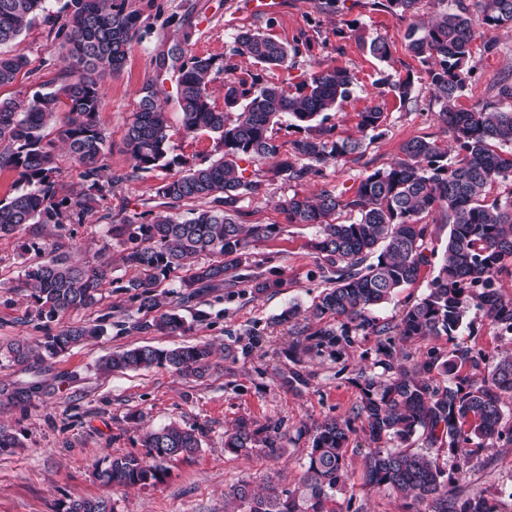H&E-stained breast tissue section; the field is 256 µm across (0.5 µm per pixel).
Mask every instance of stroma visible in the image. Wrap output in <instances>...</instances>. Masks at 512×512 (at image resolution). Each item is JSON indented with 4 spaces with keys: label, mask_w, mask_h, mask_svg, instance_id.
Wrapping results in <instances>:
<instances>
[{
    "label": "stroma",
    "mask_w": 512,
    "mask_h": 512,
    "mask_svg": "<svg viewBox=\"0 0 512 512\" xmlns=\"http://www.w3.org/2000/svg\"><path fill=\"white\" fill-rule=\"evenodd\" d=\"M126 4L140 13L143 38L124 67L101 80L105 102L99 119L112 141L109 172L124 177L102 203L113 223L148 210L156 187L166 177L191 165L211 164L223 155L213 134H188L183 129L176 74L162 63L172 45L185 41L191 54L231 63V71L210 75L208 93L216 107L224 105L225 81L257 76L290 92L320 63L348 70L356 78L353 96L329 114L341 136L358 137L359 114L371 106L383 107V122L356 160L325 165L320 176L300 185L281 179L266 182L259 196L242 199L246 223L278 227L273 237L254 243L251 250L259 259L274 256L275 272L286 282L280 293L254 297L239 288L209 293L181 308V315L192 323L185 332L146 337L111 330L46 364V377L63 379L54 393L36 394L24 408L0 404V425L15 432L21 442L0 454V512H64L72 501L98 497L109 498L114 512H224V489L239 480L257 483L269 477L280 488L294 487L311 445L309 428L326 418L348 415L356 405L360 391L355 373L372 367L379 339L356 336L351 347L338 355L324 348L293 352L292 327L311 330L315 324L302 319L294 325L281 324L277 317L289 304L311 305L325 284L310 248L315 228L288 223L277 202L296 192H318L326 184L352 195L367 171L399 157L404 142L415 137L449 140L424 69L405 47L407 20L377 7L376 0H338L329 10L321 8L319 0H283L281 11L274 14L257 11L255 0H126ZM246 30L263 32L287 45L300 38L307 45L292 56L288 67L265 69L230 53L233 36ZM492 37L495 47L490 51L482 40L473 43L472 77L458 108L470 110L492 102L493 85L512 69V28L493 31ZM373 38L389 44L388 60H377L364 49V41ZM20 49L29 65L13 85L0 88L1 98L31 93L58 79L60 42L49 24L40 22L25 32ZM406 75L414 80L412 103L380 93L379 79ZM150 81L156 83L168 116L170 165L133 178L123 139L142 88ZM108 223L92 214L84 223L67 225L62 231L45 226L0 239V344L42 336L32 303L18 282L36 247L52 243L58 233L69 237L74 260L111 262L113 277L122 281L134 276V269L121 260L122 246L108 242ZM434 274V265L422 267L413 285L373 310L376 322L397 324L407 304L426 294ZM199 310L207 312V320L195 321ZM108 312L138 314L127 294L112 285L104 289L95 308L67 313L59 323L92 321ZM204 342L213 345L217 355L202 379L164 367L109 375L96 370L102 356L124 348L148 344L169 349ZM457 346L480 352L491 366L512 353V337L497 335L477 318L456 336L412 340L407 349L419 359L429 350L444 356ZM227 347L232 350L228 358L222 355ZM294 370L303 373L307 385H288L287 377ZM243 417L280 425L286 436L285 454L276 460L261 454L238 458L225 453L224 433ZM172 422L199 430L201 448L196 455L169 462L167 476L154 484L112 488L101 482L97 470L106 458L142 454L144 433ZM368 451L363 432L353 433L347 461L355 485L351 495H337L336 512H426V504L412 506L392 491L363 484ZM452 492L461 497L481 495L496 512H512V445L482 451L479 464L453 484Z\"/></svg>",
    "instance_id": "35a3bbf8"
}]
</instances>
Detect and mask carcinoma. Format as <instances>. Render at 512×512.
<instances>
[{"label":"carcinoma","instance_id":"cac0c4a2","mask_svg":"<svg viewBox=\"0 0 512 512\" xmlns=\"http://www.w3.org/2000/svg\"><path fill=\"white\" fill-rule=\"evenodd\" d=\"M418 2L383 0L382 6L409 20L406 49L425 68L450 144L425 137L405 142L402 157L366 173L347 198L325 186L316 196L296 192L277 203L288 223L317 229L313 250L329 287L307 308L308 317L338 321L312 332L296 330V347L338 353L359 334L381 336L375 362L380 371L359 368L358 404L349 415L326 419L313 429L307 462L294 488L281 490L269 481L258 487L241 480L224 489V512H333L329 505L350 487L347 444L357 422L373 444L365 456L366 485L426 502L431 512H493L484 497H452L448 486L479 463L481 451L503 440L512 443V409L505 403L512 398V355L483 372L482 354L469 347H455L444 360L434 349L414 360L400 343L451 337L471 314L489 321L499 334L512 335V300L503 299L497 287L503 277H512V190L503 198H489L496 184L512 187V149L504 150L512 146V108L456 107L472 72L477 34L512 27V0H451L452 7L426 25L415 20ZM44 3L0 0V47L17 43L36 24ZM62 19L56 31L62 39L58 84L0 99V170L17 173L15 192L0 199V238L31 226L53 224L63 230L80 224L112 193V180L102 175L112 144L99 123L104 106L100 79L123 67L140 39L141 16L127 9L126 0H65ZM175 48L184 130L218 135L224 154L208 166L177 172L156 188L168 213L151 218L142 213L120 224L112 223L110 212L100 216L107 221L110 239L125 247L124 263L137 271L121 288L138 310L155 313L129 323L141 336L186 330L177 308L227 285H241L254 296L283 288L282 279L264 270L273 257L258 260L250 252L251 244L270 238L276 226L244 223L238 203L245 195H260L265 180L245 176L248 168L241 164L271 160L273 177L299 183L317 175L319 166L357 156L363 147L362 140L338 135L336 125L329 123L328 112L352 93L354 77L348 71L319 64L292 94L259 77L230 81L225 84V109L219 110L207 93V77L222 67L211 57L188 54L181 44ZM232 52L265 68L286 67L299 45L290 47L247 30L233 37ZM26 65L25 55L0 52V87L14 83ZM382 86L400 102H412L411 77L385 80ZM495 88L496 98L512 102V71ZM158 98L154 82H148L124 138L131 172L115 181L169 166L167 112ZM236 107L242 112L232 121L227 110ZM284 115L289 126L304 132L286 155L269 134ZM359 117L361 132H374L383 110L375 105ZM58 140L83 185L73 198L60 180ZM183 201L200 207L182 218L172 209ZM342 210L356 218L335 221ZM436 210L449 232L428 293L406 308L399 323H375L371 310L414 283L435 254L432 232L420 215ZM169 280L175 305L166 309L157 288ZM113 283L111 268L74 262L63 242H54L49 257L28 266L21 282L47 332L34 344L23 339L0 347V368H38L104 335L111 327L110 314L57 330L50 324L68 312L95 307L102 288ZM212 354L207 344L173 349L143 345L112 353L98 370L165 366L202 379L212 367ZM55 386L48 379L28 387L0 384V402L21 405ZM142 447L141 457H113L101 472L104 482L126 488L160 482L166 475L164 463L194 456L201 440L194 429L170 424L146 432ZM434 448L448 450L450 468L434 461ZM283 449L279 427L251 419H240L224 435V452L236 457L262 453L278 458ZM66 512H112V507L105 498L83 499L70 503Z\"/></svg>","mask_w":512,"mask_h":512}]
</instances>
